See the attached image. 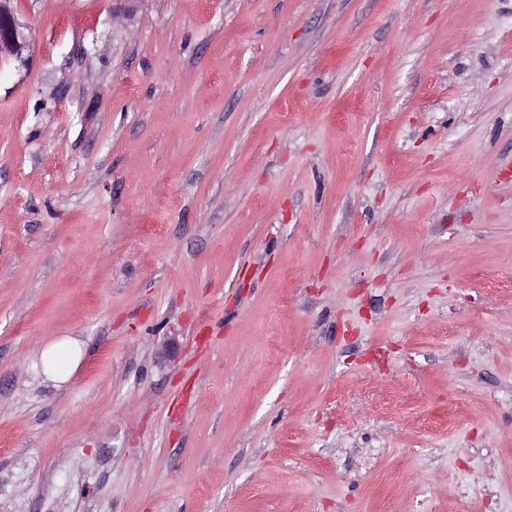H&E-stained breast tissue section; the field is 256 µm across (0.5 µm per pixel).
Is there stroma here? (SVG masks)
<instances>
[{
    "instance_id": "35a3bbf8",
    "label": "stroma",
    "mask_w": 512,
    "mask_h": 512,
    "mask_svg": "<svg viewBox=\"0 0 512 512\" xmlns=\"http://www.w3.org/2000/svg\"><path fill=\"white\" fill-rule=\"evenodd\" d=\"M11 8L0 512H512V0Z\"/></svg>"
}]
</instances>
